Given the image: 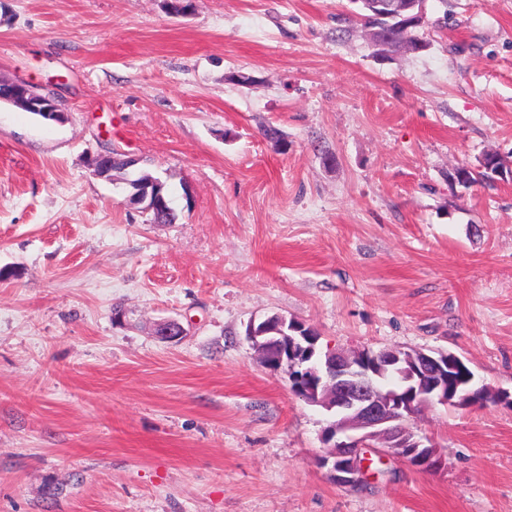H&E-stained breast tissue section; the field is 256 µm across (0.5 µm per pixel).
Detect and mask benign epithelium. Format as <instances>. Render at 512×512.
Segmentation results:
<instances>
[{
  "label": "benign epithelium",
  "instance_id": "7a95c632",
  "mask_svg": "<svg viewBox=\"0 0 512 512\" xmlns=\"http://www.w3.org/2000/svg\"><path fill=\"white\" fill-rule=\"evenodd\" d=\"M408 15L391 31L372 42L375 53L388 56V44L398 33L422 26L426 16L423 0H408ZM18 95L9 100L47 120L60 122L64 112L25 82H14ZM162 184L136 183L126 187V202L146 212L161 211L166 199ZM185 332L175 320L156 323L163 341H173ZM247 339L262 362L273 369L288 365L293 392L311 405L329 412L333 420L323 430L328 451L318 463L328 469L340 487H357L366 481L369 452H392L402 462L419 470L441 465L433 441L413 432L406 422L416 410L434 405H467L484 402L487 390L477 388L473 378L457 375L459 356L439 350L431 354L402 349H363L353 355L327 350L313 358L317 336H304L288 326L284 316L250 321Z\"/></svg>",
  "mask_w": 512,
  "mask_h": 512
}]
</instances>
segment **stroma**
Returning a JSON list of instances; mask_svg holds the SVG:
<instances>
[{
	"label": "stroma",
	"instance_id": "stroma-1",
	"mask_svg": "<svg viewBox=\"0 0 512 512\" xmlns=\"http://www.w3.org/2000/svg\"><path fill=\"white\" fill-rule=\"evenodd\" d=\"M193 5L0 0V78L67 114L0 104V512H512V176L448 182L512 166V0H427L429 51L388 61L351 0ZM106 150L176 223L90 175ZM274 313L453 351L490 400L410 418L440 469L340 487L330 413L245 335ZM18 95L8 97L11 102L22 109H30L47 120L60 122L64 119V112L40 92V89L25 82L11 84ZM128 186L126 190L128 194L126 196V202L130 206H134L140 208L146 212H150L152 214L153 222L156 224H173L178 218V214L174 210L172 213L162 212V213H154L151 211H161L166 206V199L162 195L161 192L152 191L150 187L156 186L158 189L162 188V184L159 181L151 182V185H147L144 183H135L134 185H130L129 183H125Z\"/></svg>",
	"mask_w": 512,
	"mask_h": 512
}]
</instances>
